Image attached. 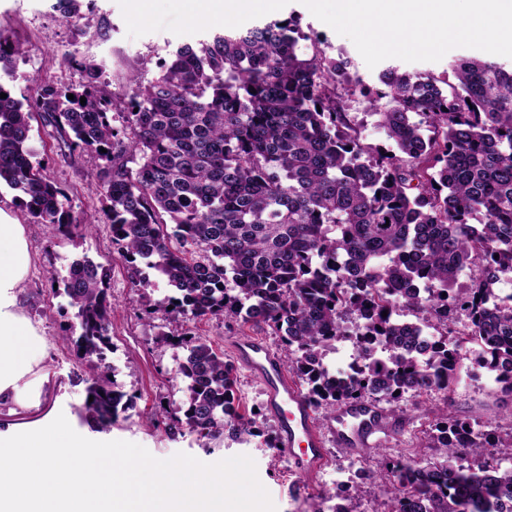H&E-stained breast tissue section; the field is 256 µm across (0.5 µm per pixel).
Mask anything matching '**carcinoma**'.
<instances>
[{
    "label": "carcinoma",
    "mask_w": 512,
    "mask_h": 512,
    "mask_svg": "<svg viewBox=\"0 0 512 512\" xmlns=\"http://www.w3.org/2000/svg\"><path fill=\"white\" fill-rule=\"evenodd\" d=\"M308 39L294 20L226 27L177 47L154 80L130 77L128 96L105 93L91 64L85 83L43 84L31 103L0 84V184L34 222L63 235L75 227L29 146L33 111L42 113L99 168L112 243L128 267L144 262L174 288L158 303L169 318L271 328L315 407L448 392L463 350L448 330L455 310L511 396L512 295L495 285L512 279V67L462 58L453 84L391 68L384 88L371 89L349 60L301 53ZM350 102L376 118L392 150L362 139ZM464 273L470 285L457 290ZM107 277L84 257L64 280L77 323L62 340L100 369L83 408L94 429L117 422L124 397L106 365ZM350 318L361 323L354 376L336 380L321 364ZM159 341L187 350L178 434H254L232 362L187 330ZM430 438L443 460L388 468L392 512H512V467L498 462L496 430L443 409ZM462 455L474 463H457Z\"/></svg>",
    "instance_id": "1"
}]
</instances>
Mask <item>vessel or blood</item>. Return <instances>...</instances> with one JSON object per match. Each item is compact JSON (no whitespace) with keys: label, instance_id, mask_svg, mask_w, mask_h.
<instances>
[{"label":"vessel or blood","instance_id":"vessel-or-blood-1","mask_svg":"<svg viewBox=\"0 0 512 512\" xmlns=\"http://www.w3.org/2000/svg\"><path fill=\"white\" fill-rule=\"evenodd\" d=\"M234 353L261 383L268 413L277 425V445L295 472L315 476L324 462L326 443L359 453L377 446L389 433L387 412L369 403L338 406L328 432H321L304 394L264 343L245 336L236 341Z\"/></svg>","mask_w":512,"mask_h":512}]
</instances>
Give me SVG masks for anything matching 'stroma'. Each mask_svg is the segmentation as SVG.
Masks as SVG:
<instances>
[{
  "label": "stroma",
  "instance_id": "obj_1",
  "mask_svg": "<svg viewBox=\"0 0 512 512\" xmlns=\"http://www.w3.org/2000/svg\"><path fill=\"white\" fill-rule=\"evenodd\" d=\"M52 3L53 0H0V37L23 44V52L15 56L10 70H0V84L10 88L15 97L33 96V81L37 78L58 88L78 86L85 80L83 66L87 63L97 68L100 84L107 91H126L130 75H140L145 82L153 79L160 62L182 41L181 36L167 30L128 37L117 0H93L94 15L89 23L79 17L61 19L52 11ZM291 16L298 19L308 35L299 44L302 52L311 53L309 39L317 37L328 56L351 58L356 75L370 86L377 84L381 70L390 67L447 77L453 60L476 54L475 49L459 47L436 62L390 58L372 69L349 38L315 18L300 0H290L272 14L276 20ZM31 126L35 158L65 192V206L79 228L64 236L51 226L31 222L15 191L0 185V209L24 225L33 260V274L23 290L21 304L48 344V354L39 367L43 378L40 405L27 409L0 407L1 430L11 427L31 431L46 416L62 414L86 438L133 442L159 459L183 452L215 463L245 454L255 460L258 477L277 512H332V495L336 492L346 493V504L352 512H389L391 502L382 490L380 475L390 461L400 456L438 458L437 449L419 447L418 440L429 431L434 414L443 408L471 424L497 428L501 441L497 456L502 466H512V398L502 394L489 373L479 368V347L475 344L460 358L447 394L434 393L417 404L404 402L402 411L395 414L398 429L385 436L378 448L357 455L328 446L320 471L305 481L295 476L279 448L273 447L276 424L267 412L261 385L245 369L237 371L238 394L246 409L254 413L255 435L241 442L223 436L203 444L195 436L174 437L164 427L154 426L159 407H167L170 417H178L186 399L179 372L185 351L158 341L168 323L156 304L172 295L173 290L164 278L145 267L140 273L146 287L134 284L127 264L112 243L96 167L86 156L69 151L54 138L41 117H34ZM84 224L91 225V232H81ZM82 257L100 264L108 274L114 312L112 351L106 363L117 390L130 404L124 419L107 431L92 429L79 416L93 370L58 342L73 324L75 313L59 284L66 279L71 263ZM191 330L228 360L234 357L231 345L239 336H254L276 350L281 347L279 337L270 329L255 330L233 321L213 318L193 324Z\"/></svg>",
  "mask_w": 512,
  "mask_h": 512
}]
</instances>
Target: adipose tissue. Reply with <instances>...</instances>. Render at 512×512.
<instances>
[{
  "mask_svg": "<svg viewBox=\"0 0 512 512\" xmlns=\"http://www.w3.org/2000/svg\"><path fill=\"white\" fill-rule=\"evenodd\" d=\"M32 270L23 225L0 210V405L35 407V368L47 355L39 328L25 315L20 295Z\"/></svg>",
  "mask_w": 512,
  "mask_h": 512,
  "instance_id": "ef3b65f1",
  "label": "adipose tissue"
}]
</instances>
